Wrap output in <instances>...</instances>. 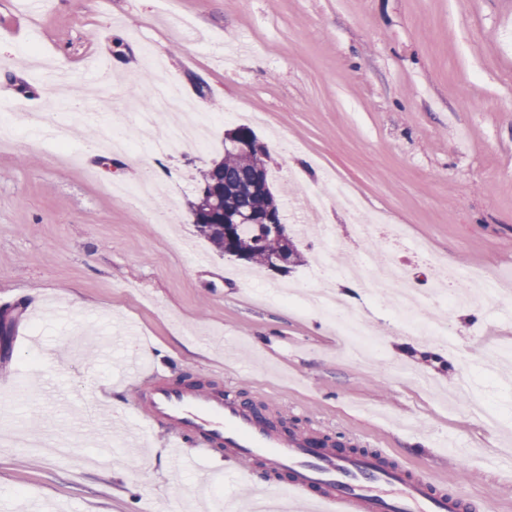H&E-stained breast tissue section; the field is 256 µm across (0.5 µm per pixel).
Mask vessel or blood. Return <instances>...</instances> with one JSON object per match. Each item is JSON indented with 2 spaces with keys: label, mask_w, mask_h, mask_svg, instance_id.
Wrapping results in <instances>:
<instances>
[{
  "label": "vessel or blood",
  "mask_w": 512,
  "mask_h": 512,
  "mask_svg": "<svg viewBox=\"0 0 512 512\" xmlns=\"http://www.w3.org/2000/svg\"><path fill=\"white\" fill-rule=\"evenodd\" d=\"M139 396L145 424L171 430L181 466L199 453L225 454L265 470L264 485L239 473L249 498L285 494L309 512H465L473 499L469 492H444L432 469H411L385 450L343 453L318 447L314 437L281 432L225 392L158 379Z\"/></svg>",
  "instance_id": "vessel-or-blood-1"
}]
</instances>
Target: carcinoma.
Instances as JSON below:
<instances>
[{
    "instance_id": "obj_1",
    "label": "carcinoma",
    "mask_w": 512,
    "mask_h": 512,
    "mask_svg": "<svg viewBox=\"0 0 512 512\" xmlns=\"http://www.w3.org/2000/svg\"><path fill=\"white\" fill-rule=\"evenodd\" d=\"M264 149L255 150L250 154H242L229 142H224V158L201 174V184L206 185L214 180L223 183V190L215 199H206L203 203H192V213L198 214L200 223L196 224L198 232L213 248L228 256L240 260L260 263L269 267L276 266L281 255H296L293 237L288 235L272 236L268 233H257L252 224H240L234 235L224 233V224L220 218L206 219V212H219L224 203L248 208L256 213L274 211L279 219L286 218L284 210L271 190L258 191L251 189L252 176L256 172L268 171Z\"/></svg>"
}]
</instances>
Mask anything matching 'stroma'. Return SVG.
Wrapping results in <instances>:
<instances>
[{
  "label": "stroma",
  "instance_id": "obj_1",
  "mask_svg": "<svg viewBox=\"0 0 512 512\" xmlns=\"http://www.w3.org/2000/svg\"><path fill=\"white\" fill-rule=\"evenodd\" d=\"M119 66L85 92L81 121L63 104L95 47ZM29 73L32 97L0 100L14 130L0 145V309L15 318L0 358V432L85 434L75 459L0 445V512H170L198 475L165 452L168 428L142 429L124 384L126 353L104 339L130 333L149 367L239 401L279 403L293 432L348 451L389 449L430 464L445 489L476 490L512 512V369L478 367L512 348V300L479 298L420 316L445 323L460 346L402 335L389 292L354 287L345 301L378 340L366 362L344 352L336 327L272 299L267 289L343 287L341 269L382 252L407 266L410 287L441 288L419 248L462 272L512 283V0H8L0 7V90ZM168 82L195 113L211 114L203 146L139 144L136 115ZM43 112L78 161L34 145L23 122ZM269 149L271 189L288 224L310 194L344 181L365 214L401 225L398 249L364 243L358 218L330 205L328 242L295 235L289 272L216 253L189 209L200 174L224 155V135L251 114ZM130 144L92 168L104 130ZM161 166L163 194L130 201L137 168ZM472 372L474 398L505 426L473 417L455 395Z\"/></svg>",
  "mask_w": 512,
  "mask_h": 512
}]
</instances>
